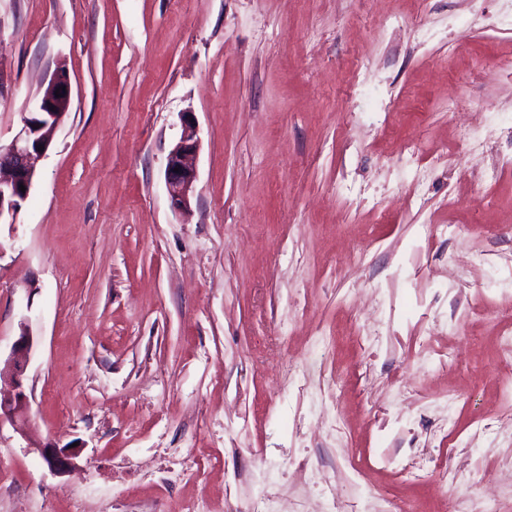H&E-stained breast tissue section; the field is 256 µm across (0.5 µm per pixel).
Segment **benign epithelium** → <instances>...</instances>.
I'll list each match as a JSON object with an SVG mask.
<instances>
[{
    "label": "benign epithelium",
    "instance_id": "benign-epithelium-1",
    "mask_svg": "<svg viewBox=\"0 0 512 512\" xmlns=\"http://www.w3.org/2000/svg\"><path fill=\"white\" fill-rule=\"evenodd\" d=\"M69 75L59 67L47 85L35 98L28 116L6 150H0V224L14 215L21 202L25 201L35 178L32 159L48 151L53 136L69 111L71 89ZM60 95H55V91ZM182 133L177 144L166 159L165 177L173 210L186 212L197 179L195 166L200 140L195 118L185 112L181 117ZM43 151H38V147ZM25 190H20V186ZM33 337L25 327L11 347V374L0 388V425L8 422L17 431L24 433L31 427L30 401L24 387V374L29 364ZM41 455L51 471L66 473L73 465L76 452L69 446L47 443L40 447Z\"/></svg>",
    "mask_w": 512,
    "mask_h": 512
}]
</instances>
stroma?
I'll return each mask as SVG.
<instances>
[{"mask_svg":"<svg viewBox=\"0 0 512 512\" xmlns=\"http://www.w3.org/2000/svg\"><path fill=\"white\" fill-rule=\"evenodd\" d=\"M510 57L512 0H0V149L71 83L0 224V512H512ZM181 121V137L167 156L165 177L172 209L186 212L190 209V200L197 179L195 160L200 140L192 113H183ZM174 168H179V171H174ZM33 337L24 326L11 347V374L2 380L0 372V425L10 423L17 431L26 433L31 427L30 401L24 387V374L29 364ZM2 382L4 387L2 389ZM40 451L51 471L56 474H64L74 465L76 452L72 447L47 443L40 447Z\"/></svg>","mask_w":512,"mask_h":512,"instance_id":"stroma-1","label":"stroma"}]
</instances>
